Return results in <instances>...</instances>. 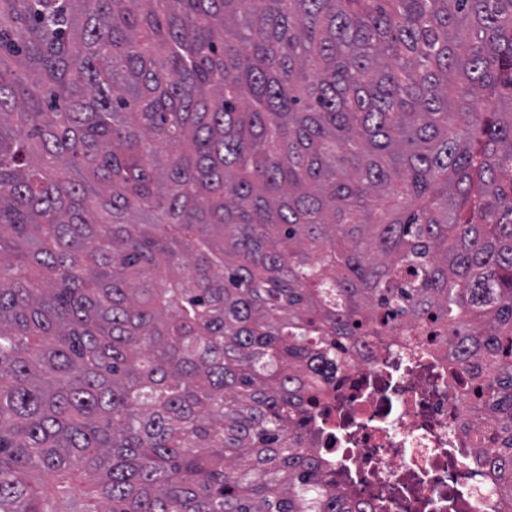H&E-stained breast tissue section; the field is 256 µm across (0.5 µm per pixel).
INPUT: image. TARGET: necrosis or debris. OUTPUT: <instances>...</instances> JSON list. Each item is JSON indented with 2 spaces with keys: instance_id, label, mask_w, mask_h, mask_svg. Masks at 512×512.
<instances>
[{
  "instance_id": "4bbe7bcc",
  "label": "necrosis or debris",
  "mask_w": 512,
  "mask_h": 512,
  "mask_svg": "<svg viewBox=\"0 0 512 512\" xmlns=\"http://www.w3.org/2000/svg\"><path fill=\"white\" fill-rule=\"evenodd\" d=\"M307 442L326 479L371 512H512L489 461L494 419L439 325L366 332L312 374Z\"/></svg>"
}]
</instances>
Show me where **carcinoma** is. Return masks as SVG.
Instances as JSON below:
<instances>
[{"label":"carcinoma","instance_id":"1","mask_svg":"<svg viewBox=\"0 0 512 512\" xmlns=\"http://www.w3.org/2000/svg\"><path fill=\"white\" fill-rule=\"evenodd\" d=\"M381 309L511 480L512 0H0V512H363L298 421Z\"/></svg>","mask_w":512,"mask_h":512}]
</instances>
